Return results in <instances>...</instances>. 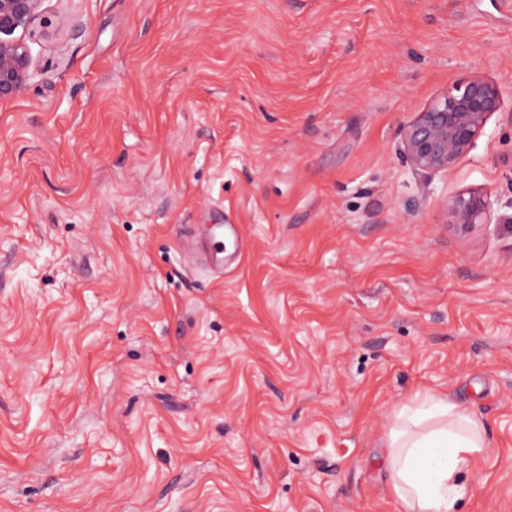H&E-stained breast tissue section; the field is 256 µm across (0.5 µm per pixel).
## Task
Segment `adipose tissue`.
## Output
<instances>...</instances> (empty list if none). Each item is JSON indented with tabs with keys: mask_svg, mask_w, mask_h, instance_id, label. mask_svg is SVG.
<instances>
[{
	"mask_svg": "<svg viewBox=\"0 0 512 512\" xmlns=\"http://www.w3.org/2000/svg\"><path fill=\"white\" fill-rule=\"evenodd\" d=\"M387 483L403 512H457L463 475L486 446L483 424L446 394L401 411L383 441Z\"/></svg>",
	"mask_w": 512,
	"mask_h": 512,
	"instance_id": "ef3b65f1",
	"label": "adipose tissue"
}]
</instances>
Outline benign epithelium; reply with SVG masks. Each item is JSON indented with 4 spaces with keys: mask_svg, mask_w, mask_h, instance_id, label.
Returning a JSON list of instances; mask_svg holds the SVG:
<instances>
[{
    "mask_svg": "<svg viewBox=\"0 0 512 512\" xmlns=\"http://www.w3.org/2000/svg\"><path fill=\"white\" fill-rule=\"evenodd\" d=\"M44 0H0V103L19 97L27 89L32 71L26 47L12 39L32 25ZM497 88L482 77L471 79L463 91L450 94L403 128L404 155L413 170L423 173L451 171L474 148L489 118L499 110ZM448 223L467 231L493 221L483 196L459 194L446 203Z\"/></svg>",
    "mask_w": 512,
    "mask_h": 512,
    "instance_id": "1",
    "label": "benign epithelium"
}]
</instances>
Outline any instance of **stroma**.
I'll list each match as a JSON object with an SVG mask.
<instances>
[{"mask_svg": "<svg viewBox=\"0 0 512 512\" xmlns=\"http://www.w3.org/2000/svg\"><path fill=\"white\" fill-rule=\"evenodd\" d=\"M0 103V512H402L416 395L512 512V0H44ZM501 106L449 172L416 113ZM495 221L459 234L444 202ZM232 211L241 264L178 250ZM459 92L417 113L404 126V155L413 170L451 171L500 108L497 88L482 77H474ZM448 224H455L461 231H468L475 224H491L490 206L483 196L459 194L446 203Z\"/></svg>", "mask_w": 512, "mask_h": 512, "instance_id": "35a3bbf8", "label": "stroma"}]
</instances>
